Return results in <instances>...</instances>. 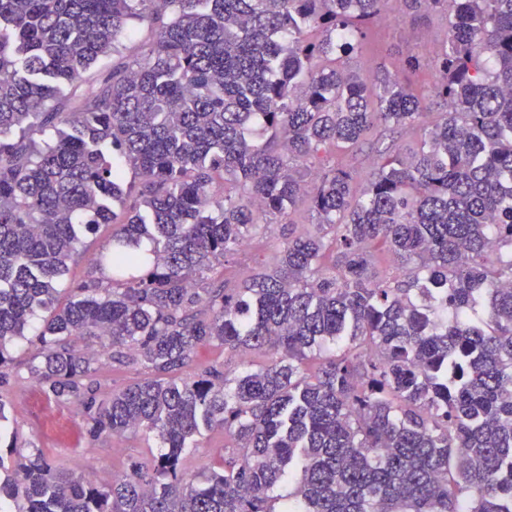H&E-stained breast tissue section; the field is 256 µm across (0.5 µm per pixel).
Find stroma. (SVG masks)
I'll list each match as a JSON object with an SVG mask.
<instances>
[{"mask_svg": "<svg viewBox=\"0 0 512 512\" xmlns=\"http://www.w3.org/2000/svg\"><path fill=\"white\" fill-rule=\"evenodd\" d=\"M444 33L445 21L442 18L414 21L406 15L390 13L374 28L349 66L368 77L379 68L395 71L413 50L429 52ZM280 234L281 227L276 224L269 238L249 242L234 260L225 265V278L235 283L244 272L265 266ZM8 399V432L16 433L19 441L33 442L47 459L64 465L73 473L94 474L99 482L107 483L132 463L149 462L158 451L157 440L138 433H130L117 440L90 438L73 407L46 398L33 382L10 384Z\"/></svg>", "mask_w": 512, "mask_h": 512, "instance_id": "stroma-1", "label": "stroma"}]
</instances>
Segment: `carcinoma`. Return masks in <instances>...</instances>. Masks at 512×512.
I'll return each instance as SVG.
<instances>
[{"instance_id": "obj_1", "label": "carcinoma", "mask_w": 512, "mask_h": 512, "mask_svg": "<svg viewBox=\"0 0 512 512\" xmlns=\"http://www.w3.org/2000/svg\"><path fill=\"white\" fill-rule=\"evenodd\" d=\"M399 3L447 21L405 60L437 71L420 95L347 67L392 0H0V388L29 378L94 438L162 444L101 485L14 437L0 512H512V0ZM137 22L136 57L63 93ZM374 128L419 138L370 147L360 191L328 152ZM274 224L271 265L212 276ZM214 343L267 362L179 376ZM106 361L148 377L101 399ZM214 430L221 467L190 474ZM112 231V224H109L102 225L96 233L87 234L83 240L84 247L87 251L86 256L70 263L69 273L64 277V286L68 282L77 283L95 274L94 269L89 265L87 258L93 255L101 244L111 238Z\"/></svg>"}]
</instances>
